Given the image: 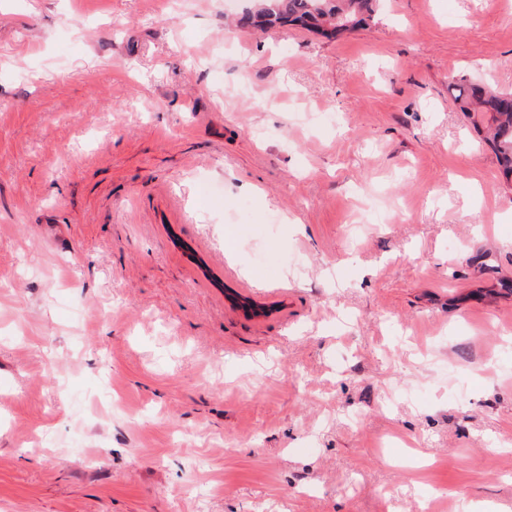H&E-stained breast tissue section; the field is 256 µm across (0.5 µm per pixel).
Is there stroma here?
Returning a JSON list of instances; mask_svg holds the SVG:
<instances>
[{
	"instance_id": "1",
	"label": "stroma",
	"mask_w": 512,
	"mask_h": 512,
	"mask_svg": "<svg viewBox=\"0 0 512 512\" xmlns=\"http://www.w3.org/2000/svg\"><path fill=\"white\" fill-rule=\"evenodd\" d=\"M512 0L329 39L0 0V512H512ZM448 93L474 126L485 125L506 174H512V93L464 75L450 78Z\"/></svg>"
}]
</instances>
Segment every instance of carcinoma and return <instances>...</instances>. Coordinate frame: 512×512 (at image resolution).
<instances>
[{"label": "carcinoma", "mask_w": 512, "mask_h": 512, "mask_svg": "<svg viewBox=\"0 0 512 512\" xmlns=\"http://www.w3.org/2000/svg\"><path fill=\"white\" fill-rule=\"evenodd\" d=\"M381 0H261L255 11L244 12L242 26L260 29L278 24L298 26L309 32L335 35L367 23ZM448 94L473 125L485 126L489 141L506 174H512V93L500 91L480 79L452 76Z\"/></svg>", "instance_id": "obj_1"}]
</instances>
